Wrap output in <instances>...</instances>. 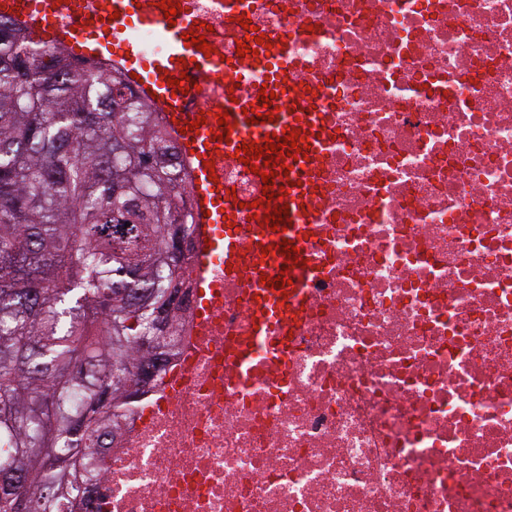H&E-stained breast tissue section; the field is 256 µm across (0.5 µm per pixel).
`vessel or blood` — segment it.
Instances as JSON below:
<instances>
[{
  "mask_svg": "<svg viewBox=\"0 0 512 512\" xmlns=\"http://www.w3.org/2000/svg\"><path fill=\"white\" fill-rule=\"evenodd\" d=\"M161 0H110V18L91 12L69 24L59 20V0H0V11L16 16L49 39L65 43L76 55L92 57L109 55L121 62L126 72L136 73L135 87L156 100L164 111L167 124L179 130V144L189 154L193 164L190 186L194 222L198 227L199 245L195 268L199 284H206L212 263L223 260L229 274H243L250 279L257 295L248 307L254 329V341L265 344L271 322L294 323L300 308V296L295 285L307 257L305 239L313 224L310 209L312 174L315 162L326 148L320 138V115L309 103L306 91L291 74L277 69L269 72L267 82L277 93L269 105L268 116L249 122L243 103L225 101L229 117L226 125H219L215 117H208L198 131H190L189 122L206 112L207 104L196 101L194 95L173 92L167 81L180 77L182 71L206 76L219 67L217 57H208L189 40L197 31L201 19L178 9L174 20H167L160 9ZM153 33L158 48L153 52L141 50L129 37L132 30ZM263 58H254L251 67L238 65L224 69V87L250 81L254 69L263 67ZM229 131L228 140H220L222 131ZM299 133L307 150L304 158L274 156L273 200H261L258 216H265L268 205H288L289 222L286 228L272 230L270 224L254 226L248 242H241V228L237 224L239 201L227 194L223 182L211 181L207 164L215 160L217 152L231 157L237 148L253 143L263 146L267 135L282 132ZM297 247V257H289L286 249ZM288 268L289 282L278 288L273 284L281 268Z\"/></svg>",
  "mask_w": 512,
  "mask_h": 512,
  "instance_id": "b4317fda",
  "label": "vessel or blood"
}]
</instances>
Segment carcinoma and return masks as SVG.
Returning a JSON list of instances; mask_svg holds the SVG:
<instances>
[{
	"label": "carcinoma",
	"instance_id": "1",
	"mask_svg": "<svg viewBox=\"0 0 512 512\" xmlns=\"http://www.w3.org/2000/svg\"><path fill=\"white\" fill-rule=\"evenodd\" d=\"M68 56L0 28V512L21 495L27 512H69L101 416L132 397L115 378L175 327L153 314L184 272L168 241L188 200L150 99Z\"/></svg>",
	"mask_w": 512,
	"mask_h": 512
}]
</instances>
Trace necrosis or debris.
I'll return each mask as SVG.
<instances>
[{
  "instance_id": "1",
  "label": "necrosis or debris",
  "mask_w": 512,
  "mask_h": 512,
  "mask_svg": "<svg viewBox=\"0 0 512 512\" xmlns=\"http://www.w3.org/2000/svg\"><path fill=\"white\" fill-rule=\"evenodd\" d=\"M217 56L243 33L215 0ZM294 33L328 145L315 276L251 348L249 297L194 279L168 362L104 421L79 512H512V0H252ZM253 224L263 185L221 158Z\"/></svg>"
}]
</instances>
